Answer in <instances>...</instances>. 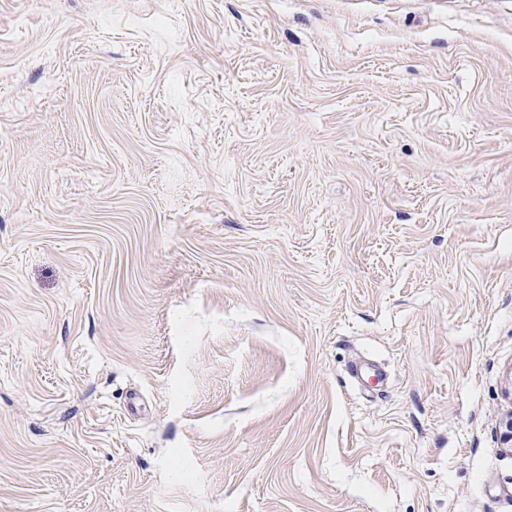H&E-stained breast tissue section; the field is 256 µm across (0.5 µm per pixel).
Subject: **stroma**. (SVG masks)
Returning <instances> with one entry per match:
<instances>
[{
	"label": "stroma",
	"instance_id": "stroma-1",
	"mask_svg": "<svg viewBox=\"0 0 512 512\" xmlns=\"http://www.w3.org/2000/svg\"><path fill=\"white\" fill-rule=\"evenodd\" d=\"M511 385L512 0H0V512H512Z\"/></svg>",
	"mask_w": 512,
	"mask_h": 512
}]
</instances>
